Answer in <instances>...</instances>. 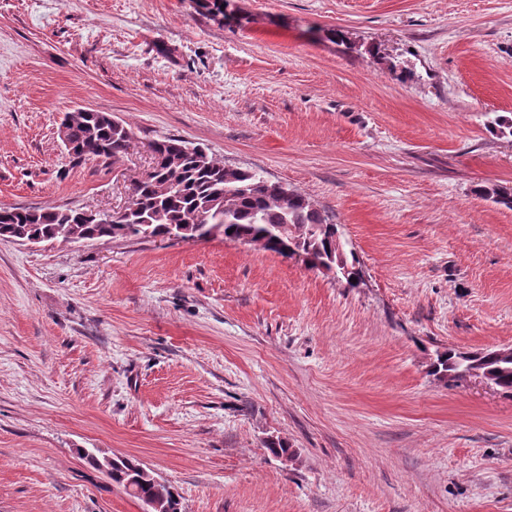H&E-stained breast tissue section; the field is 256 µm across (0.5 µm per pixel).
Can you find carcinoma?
Segmentation results:
<instances>
[{
    "label": "carcinoma",
    "instance_id": "cac0c4a2",
    "mask_svg": "<svg viewBox=\"0 0 512 512\" xmlns=\"http://www.w3.org/2000/svg\"><path fill=\"white\" fill-rule=\"evenodd\" d=\"M68 137L73 158L116 162L122 158L134 133L127 125L112 124L100 112H68ZM188 142L174 136L155 141L151 171L133 186L132 203L119 224H88L78 206H1L0 240L20 235L48 241L70 242L84 237H166L199 235L200 225L224 218V239L237 241L288 257L281 241L294 239L298 249L312 255L326 268L337 270L339 281L349 288L359 285V259L346 248L338 225L306 196L250 170L234 169L206 151L187 150ZM494 203L512 209V189L495 186L481 189ZM481 368L493 375L497 388L512 394V358L498 357L494 349H480L471 356L458 350L436 354L432 374L448 375ZM107 477L127 487L137 480L133 497L149 498L157 512H180V502L171 487L154 482L151 473L134 459L122 458L111 465Z\"/></svg>",
    "mask_w": 512,
    "mask_h": 512
}]
</instances>
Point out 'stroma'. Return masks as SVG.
<instances>
[{"instance_id": "obj_1", "label": "stroma", "mask_w": 512, "mask_h": 512, "mask_svg": "<svg viewBox=\"0 0 512 512\" xmlns=\"http://www.w3.org/2000/svg\"><path fill=\"white\" fill-rule=\"evenodd\" d=\"M0 0V206L125 207L177 136L308 197L332 275L223 231L0 240V512H512V395L431 373L512 347V0ZM85 107L134 139L73 162ZM287 442L291 461L269 439ZM107 477L112 480L113 483L122 486L127 490V482L131 478H136L138 490L136 493H128L133 497L143 501L146 506L144 512H154L155 503L158 504V509L155 512H180V502L172 491L171 487L160 486L154 482L163 485L165 483L153 479L151 473L147 471L140 463L134 459L122 458L116 459L115 464H111V468ZM152 499V500H150Z\"/></svg>"}]
</instances>
